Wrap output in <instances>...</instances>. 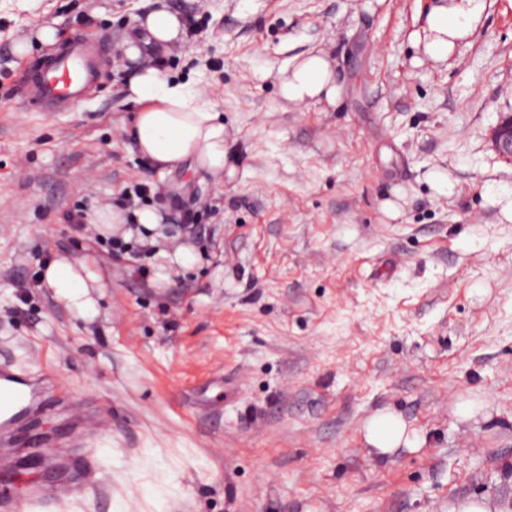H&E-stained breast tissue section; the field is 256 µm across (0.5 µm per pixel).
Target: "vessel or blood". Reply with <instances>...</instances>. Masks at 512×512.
Instances as JSON below:
<instances>
[{
  "instance_id": "1",
  "label": "vessel or blood",
  "mask_w": 512,
  "mask_h": 512,
  "mask_svg": "<svg viewBox=\"0 0 512 512\" xmlns=\"http://www.w3.org/2000/svg\"><path fill=\"white\" fill-rule=\"evenodd\" d=\"M105 63L84 32H72L23 84L21 101L43 112L68 111L87 95ZM49 403L69 412L66 434L42 431L37 414ZM110 430L109 416L78 400L54 373L0 368V512H32L80 495H100L104 475L93 445ZM37 448L46 451L43 467L49 477L28 482L24 496H16L10 481L22 474L28 451Z\"/></svg>"
}]
</instances>
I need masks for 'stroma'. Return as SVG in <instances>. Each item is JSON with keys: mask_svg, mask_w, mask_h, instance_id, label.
<instances>
[{"mask_svg": "<svg viewBox=\"0 0 512 512\" xmlns=\"http://www.w3.org/2000/svg\"><path fill=\"white\" fill-rule=\"evenodd\" d=\"M161 3L197 20L160 56L224 114L223 184L159 175L129 133L126 41ZM436 3L0 0V366H52L112 417L103 495L60 512H512V162L488 139L512 113V0L439 63L415 46ZM45 24L111 58L68 112L17 97ZM313 47L335 105L279 93ZM144 178L204 255L163 286L65 220ZM47 248L94 259L93 319L32 287ZM387 409L412 445L381 458L361 427Z\"/></svg>", "mask_w": 512, "mask_h": 512, "instance_id": "obj_1", "label": "stroma"}]
</instances>
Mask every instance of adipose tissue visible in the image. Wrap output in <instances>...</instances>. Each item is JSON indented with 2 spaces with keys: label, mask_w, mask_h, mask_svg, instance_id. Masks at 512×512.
<instances>
[{
  "label": "adipose tissue",
  "mask_w": 512,
  "mask_h": 512,
  "mask_svg": "<svg viewBox=\"0 0 512 512\" xmlns=\"http://www.w3.org/2000/svg\"><path fill=\"white\" fill-rule=\"evenodd\" d=\"M482 10V0H448L447 4L433 7L426 17V58L435 62L447 59L456 44L472 33ZM140 27L138 39L128 42L125 49L127 58L135 64L127 81L126 97L137 107L132 135L138 151L151 160L158 172L187 162L196 172L223 181L228 161L221 112L189 82L139 63L141 45L168 49L182 41L185 30L179 14L166 7L158 8L145 15ZM280 94L295 104H335L339 87L327 54L320 50L303 56L285 72ZM163 221V215L150 207L128 213L106 206L94 209L91 215V224L101 237H117L145 247L146 261L161 283L169 281L172 274L189 273L201 261L187 235L178 230L164 232ZM41 285L81 314H96L97 303L90 291L98 287L99 281L86 263L57 257L43 269ZM363 437L367 445L384 455L411 443L405 421L392 411L367 420Z\"/></svg>",
  "instance_id": "obj_1"
}]
</instances>
